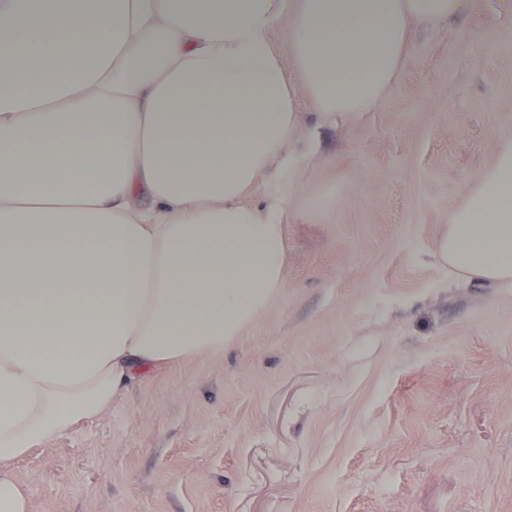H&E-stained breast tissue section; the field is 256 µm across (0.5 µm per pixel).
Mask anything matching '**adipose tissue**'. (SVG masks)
Instances as JSON below:
<instances>
[{
	"mask_svg": "<svg viewBox=\"0 0 512 512\" xmlns=\"http://www.w3.org/2000/svg\"><path fill=\"white\" fill-rule=\"evenodd\" d=\"M462 5L0 0V512H29L12 462L141 373L222 354L271 309L302 175L299 96L319 123L358 119L395 80L412 22ZM262 181L279 193L251 202ZM437 256L512 282V139Z\"/></svg>",
	"mask_w": 512,
	"mask_h": 512,
	"instance_id": "obj_1",
	"label": "adipose tissue"
}]
</instances>
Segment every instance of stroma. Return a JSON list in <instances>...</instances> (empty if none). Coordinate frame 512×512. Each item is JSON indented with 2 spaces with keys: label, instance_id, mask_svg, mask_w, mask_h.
I'll list each match as a JSON object with an SVG mask.
<instances>
[{
  "label": "stroma",
  "instance_id": "stroma-1",
  "mask_svg": "<svg viewBox=\"0 0 512 512\" xmlns=\"http://www.w3.org/2000/svg\"><path fill=\"white\" fill-rule=\"evenodd\" d=\"M512 137V0L416 22L385 97L309 121L285 284L17 460L30 512H512V283L434 257Z\"/></svg>",
  "mask_w": 512,
  "mask_h": 512
}]
</instances>
